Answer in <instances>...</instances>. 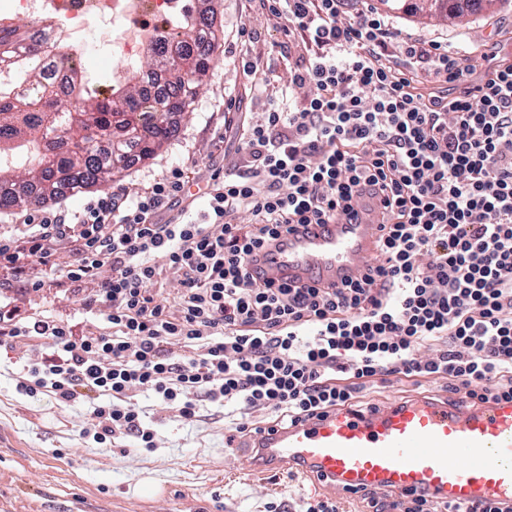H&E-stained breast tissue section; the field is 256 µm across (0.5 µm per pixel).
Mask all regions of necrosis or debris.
<instances>
[{
  "label": "necrosis or debris",
  "mask_w": 512,
  "mask_h": 512,
  "mask_svg": "<svg viewBox=\"0 0 512 512\" xmlns=\"http://www.w3.org/2000/svg\"><path fill=\"white\" fill-rule=\"evenodd\" d=\"M10 12L22 15L43 46L55 51L68 49L75 57H83L87 44L79 34L89 22H106L123 18L127 24L111 42L112 72L108 83L98 85L99 94H109L113 85L134 77L150 96L161 93L164 74H134L132 66L148 45L159 39L163 29L181 21L186 10L184 0H150L153 24L138 23L140 0H93L91 11L72 8L69 0H12Z\"/></svg>",
  "instance_id": "obj_1"
}]
</instances>
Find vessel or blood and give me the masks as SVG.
<instances>
[{
	"mask_svg": "<svg viewBox=\"0 0 512 512\" xmlns=\"http://www.w3.org/2000/svg\"><path fill=\"white\" fill-rule=\"evenodd\" d=\"M358 224L298 228L256 269L269 280L332 288L360 277L375 252L379 215L360 201ZM259 469L315 475L346 496L386 489L455 503L512 504V403L451 405L418 396L363 413L344 407L322 418L265 428L249 437Z\"/></svg>",
	"mask_w": 512,
	"mask_h": 512,
	"instance_id": "b4317fda",
	"label": "vessel or blood"
}]
</instances>
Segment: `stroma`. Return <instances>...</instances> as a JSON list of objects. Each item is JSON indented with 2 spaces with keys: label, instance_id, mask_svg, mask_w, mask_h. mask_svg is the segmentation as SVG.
Here are the masks:
<instances>
[{
  "label": "stroma",
  "instance_id": "35a3bbf8",
  "mask_svg": "<svg viewBox=\"0 0 512 512\" xmlns=\"http://www.w3.org/2000/svg\"><path fill=\"white\" fill-rule=\"evenodd\" d=\"M372 8L420 40L448 42L484 71L512 54V0L465 10L455 22L412 16L409 0H349L348 11ZM216 25L224 32L213 66L193 106L178 116V131L153 159L114 175L108 190L142 191L173 167L190 187L205 186L212 165L239 160L233 124L257 118L277 103L304 48L300 37L252 0H219ZM258 67L261 90L251 87L245 63ZM18 352L0 348V512H300L311 498L310 480L281 471L254 473L244 449H228L222 408L204 404L199 420L159 419L161 446L136 453L124 443L83 447L77 431L84 406L18 395L10 380ZM423 394L450 399L445 382L391 380L368 390L379 407Z\"/></svg>",
  "mask_w": 512,
  "mask_h": 512
}]
</instances>
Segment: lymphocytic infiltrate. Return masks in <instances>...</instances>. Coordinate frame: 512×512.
<instances>
[{
    "label": "lymphocytic infiltrate",
    "instance_id": "obj_1",
    "mask_svg": "<svg viewBox=\"0 0 512 512\" xmlns=\"http://www.w3.org/2000/svg\"><path fill=\"white\" fill-rule=\"evenodd\" d=\"M259 2L309 47L291 84L311 94L242 125L241 158L212 173L202 220L180 214L175 167L0 233V289L40 292L39 267L92 286L70 321L0 296V344L23 357L16 392L87 404L81 445L157 450L144 393L184 420L222 407L238 434L358 406L393 377L512 402V60L473 85L451 47L400 38L373 10ZM395 39L401 59L384 58ZM364 197L380 200L382 228L361 278L319 288L252 272L296 227L356 223ZM62 249L73 261L59 267Z\"/></svg>",
    "mask_w": 512,
    "mask_h": 512
}]
</instances>
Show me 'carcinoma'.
Returning <instances> with one entry per match:
<instances>
[{
  "label": "carcinoma",
  "mask_w": 512,
  "mask_h": 512,
  "mask_svg": "<svg viewBox=\"0 0 512 512\" xmlns=\"http://www.w3.org/2000/svg\"><path fill=\"white\" fill-rule=\"evenodd\" d=\"M215 0H198L184 31L167 34L147 50L151 65L166 71L161 97L151 101L134 82L94 98L79 112L63 109L34 44L24 53L0 52L21 75L0 86V209L20 203L44 204L64 194L103 186L133 162H145L177 132L172 115L188 111L212 68L219 29ZM59 71L70 96L84 92L80 67L64 60ZM24 168L23 178L16 169Z\"/></svg>",
  "instance_id": "1"
}]
</instances>
